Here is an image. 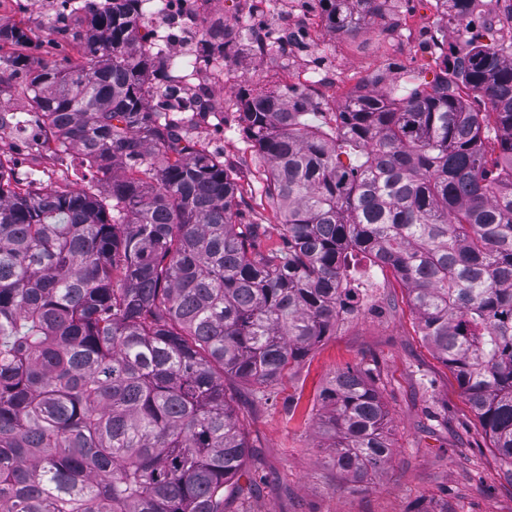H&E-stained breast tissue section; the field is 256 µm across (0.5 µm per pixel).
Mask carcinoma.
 <instances>
[{
    "label": "carcinoma",
    "instance_id": "carcinoma-1",
    "mask_svg": "<svg viewBox=\"0 0 512 512\" xmlns=\"http://www.w3.org/2000/svg\"><path fill=\"white\" fill-rule=\"evenodd\" d=\"M63 2L53 32L78 58L0 55V74L28 94L17 129H48L46 151L77 153L107 190L21 188L0 160V512H228L251 445L224 376L261 398L301 362L359 306L343 287L356 252L405 285L512 485V44L472 37L398 99L373 77L332 125H310L294 89L239 96L283 217L266 248L222 156L170 116L179 76L143 32L145 0ZM476 2L452 0L449 21ZM384 3L318 0L338 37ZM200 36L227 59L224 24ZM28 41L0 26L1 44ZM322 398L336 470L360 483L393 455L374 379L349 368Z\"/></svg>",
    "mask_w": 512,
    "mask_h": 512
}]
</instances>
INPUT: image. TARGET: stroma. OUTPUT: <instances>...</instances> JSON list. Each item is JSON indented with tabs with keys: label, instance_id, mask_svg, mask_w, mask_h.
<instances>
[{
	"label": "stroma",
	"instance_id": "1",
	"mask_svg": "<svg viewBox=\"0 0 512 512\" xmlns=\"http://www.w3.org/2000/svg\"><path fill=\"white\" fill-rule=\"evenodd\" d=\"M58 16L55 0H0V25L27 27L28 53L49 52V28ZM481 43L512 42V0H479L472 17ZM442 33L434 44V33ZM460 28L449 24L437 0H402L362 27L353 37L321 31L303 38L288 56L270 53L260 60L251 42L237 45L225 61L232 86L213 82L226 107L192 113L201 146L221 153L244 191L245 222L260 225L267 245L281 244L279 214L251 189L264 179V166L236 127L238 89L298 88L296 75L307 66L334 70L336 85L326 93L309 92L311 122L326 123L362 80L384 72L394 81L392 94L431 85L444 69L441 48L462 47ZM0 160L13 164L17 178L39 169L49 184L58 181L60 162L37 141L13 126L0 129ZM372 302L337 323L287 376L254 401L251 385L233 378L235 408L252 447L245 475L253 484L232 501L231 512H512V486L505 464L492 448L478 416L467 404L454 374L423 340L406 290L391 270L378 273ZM349 367L371 370L386 406L391 460L360 484H350L326 448L320 393Z\"/></svg>",
	"mask_w": 512,
	"mask_h": 512
}]
</instances>
